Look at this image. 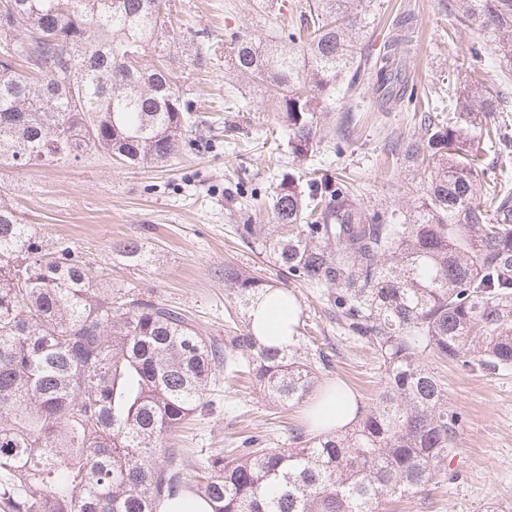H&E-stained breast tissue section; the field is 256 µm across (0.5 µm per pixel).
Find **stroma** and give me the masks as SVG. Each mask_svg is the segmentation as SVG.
<instances>
[{"label": "stroma", "mask_w": 512, "mask_h": 512, "mask_svg": "<svg viewBox=\"0 0 512 512\" xmlns=\"http://www.w3.org/2000/svg\"><path fill=\"white\" fill-rule=\"evenodd\" d=\"M297 0H171L182 21L183 40L171 52L178 85L218 139L207 152L183 150L163 167L125 168L91 154L78 164L33 165L22 169L0 163V199L16 205L26 223L38 225L48 240H69L86 257L93 273H104L114 286L141 292L183 308L203 334L223 341L226 309L224 265L233 262L294 293L319 345L336 351L334 368L321 382L349 386L361 401L376 393L381 380L371 351L347 337L312 289L284 278L272 265L259 263L241 248L235 226L238 209L227 198L237 180L258 191L244 197L248 212L264 207L275 185L272 165L293 172L305 187L311 169L341 174L360 203L375 209L408 211L421 194L418 180L386 154L391 134L411 137L414 113L424 111L425 95L462 81L469 48L483 36L475 29L449 37L448 0H372L375 21L363 53L377 55L395 21L413 13V42L407 60L412 100L378 111L373 89L337 100V110L360 112L356 134L342 151L323 150L304 161L288 151V131L278 107L258 87L241 85L226 65L233 53L228 32L264 38L290 24ZM234 97L239 110L224 107ZM251 132L257 142L247 151L230 147L225 126ZM275 129L266 139V129ZM144 242L146 260L129 265L112 250L114 242ZM448 392V408L461 418L458 445L425 491L385 504L384 512H490L512 506V368L493 373L451 362L439 367ZM213 415L179 431L171 445L184 449V462L198 451L234 448L259 434L266 447L285 448L292 434L305 431L302 407L269 404L249 380L234 388L216 384Z\"/></svg>", "instance_id": "35a3bbf8"}]
</instances>
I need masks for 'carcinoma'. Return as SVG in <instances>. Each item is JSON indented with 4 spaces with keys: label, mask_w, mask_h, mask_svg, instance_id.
<instances>
[{
    "label": "carcinoma",
    "mask_w": 512,
    "mask_h": 512,
    "mask_svg": "<svg viewBox=\"0 0 512 512\" xmlns=\"http://www.w3.org/2000/svg\"><path fill=\"white\" fill-rule=\"evenodd\" d=\"M299 23L271 38L238 32L231 68L260 84L304 160L347 142L360 116L336 93L365 83L382 109L407 92L398 34L381 65L360 52L367 0H307ZM452 28L490 40L470 47L512 69V0H448ZM180 39L167 0H0V163H78L103 153L128 166L164 164L198 143L199 124L165 51ZM498 84L465 79L419 117L420 133L389 141L424 191L407 218L355 202L347 182L290 173L268 197L270 222L239 224L240 241L288 278L316 288L336 323L383 369L379 393L348 431L293 437L294 448L209 451L193 466L165 435L214 407L219 376L254 377L269 401L305 403L331 367L305 325L270 347L251 309L266 279L224 266L239 306L224 344L178 308L93 275L69 242L45 245L35 224L0 201V512H158L167 498L211 512H382L422 491L455 451L460 416L433 362L512 367V188L481 198V138L512 150ZM116 251L137 266L126 239Z\"/></svg>",
    "instance_id": "carcinoma-1"
}]
</instances>
